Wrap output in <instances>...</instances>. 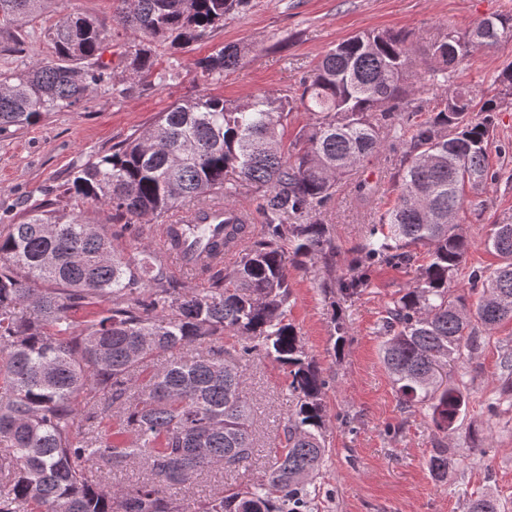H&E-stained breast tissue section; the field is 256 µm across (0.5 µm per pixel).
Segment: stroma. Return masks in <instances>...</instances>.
<instances>
[{
  "label": "stroma",
  "instance_id": "obj_1",
  "mask_svg": "<svg viewBox=\"0 0 512 512\" xmlns=\"http://www.w3.org/2000/svg\"><path fill=\"white\" fill-rule=\"evenodd\" d=\"M66 7L102 24L111 74L79 107L48 112L37 123L0 131V225L18 222L46 199L90 223H111L108 206L64 194L72 171L151 127L178 99L201 91L237 102L259 93L297 96L320 56L358 33L391 30L425 38L448 25L462 32L484 17L512 15V0H249L244 11L227 16L223 27L191 47L177 52L157 46L158 68H165L173 57L180 62L176 76L162 81L116 64L130 32L112 0H49L43 14L22 27L28 35L23 53L0 51V73L50 58L53 48L39 31ZM227 44L243 48L241 61L225 71L222 80L208 79L197 68V59ZM511 62L512 40L475 49L458 67L455 82L490 90L498 70ZM504 144L512 145V109L499 113L488 149L491 167L501 173L499 180L479 193L481 209L468 204L459 213L458 222L471 241L453 283L461 293L469 291L472 271L498 263L483 244L489 225L512 222V152L499 153ZM392 160L385 150L364 161L356 179L337 182L317 216L336 245L338 273H350L353 252L369 225L395 201ZM359 179L377 188L371 204L357 197ZM321 278L315 265L289 271L288 318L328 382V456L313 481L314 512H469L473 500L484 493L512 512V396L502 392L508 375L504 362L512 359V322L484 332L478 350L442 367L449 383L467 395L455 432L446 436L420 406L400 404L381 360L385 309L407 286L410 274L374 266L367 286L351 298L342 297L338 289L321 288ZM338 322L346 340L337 352L333 345ZM247 391L257 429L252 462L234 473L215 467L198 475L186 494L190 505L222 487L250 484L267 473L269 443L279 434L293 399L283 369L259 356L247 366ZM444 444L453 462L447 474L437 478L428 460L434 448Z\"/></svg>",
  "mask_w": 512,
  "mask_h": 512
}]
</instances>
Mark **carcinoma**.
Wrapping results in <instances>:
<instances>
[{"mask_svg":"<svg viewBox=\"0 0 512 512\" xmlns=\"http://www.w3.org/2000/svg\"><path fill=\"white\" fill-rule=\"evenodd\" d=\"M47 0H0V39L23 52L20 21ZM133 40L122 62L137 73L157 64L155 44L186 49L224 25L247 0H113ZM487 38L448 30L421 49L409 35L363 32L328 49L306 81L310 114L294 142L283 140L294 99L256 95L243 103L201 92L179 100L145 132L75 169L64 193L94 200L126 224L149 222L186 202L202 212L246 186L260 197L265 231L242 246L235 268L200 289H181L143 244L130 252L109 224H90L47 202L0 228V512H189L182 486L213 466L233 472L254 454L246 366L262 355L288 370L295 405L282 427L268 476L227 488L197 512H312L313 477L326 455L328 381L308 360L288 320V265L322 263L324 283L350 298L363 277L336 278L320 212L339 179L369 156L401 151L391 173L398 190L356 249L355 264L381 262L412 274L383 318V364L405 405L421 404L444 434L467 405L443 380L442 362L477 349L479 329L512 321V223L491 224L485 247L500 263L471 274L472 302L452 288L469 248L457 216L467 191L500 177L488 144L498 112L512 106V63L497 93L452 82L478 47L512 39V16L484 18ZM52 58L0 74V130L90 99L104 61L98 19L62 10L44 29ZM423 70L412 71L418 53ZM240 46L196 61L220 79ZM429 99L412 97L411 84ZM435 103L430 120L416 114ZM292 215L298 224L284 223ZM428 261L417 264V250ZM238 346L224 348V335ZM443 446L429 458L442 477ZM132 465L146 479L107 487ZM470 512H501L490 495Z\"/></svg>","mask_w":512,"mask_h":512,"instance_id":"carcinoma-1","label":"carcinoma"}]
</instances>
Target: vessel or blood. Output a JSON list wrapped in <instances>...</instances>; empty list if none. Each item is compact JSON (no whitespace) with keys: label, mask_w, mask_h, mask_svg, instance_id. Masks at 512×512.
Segmentation results:
<instances>
[{"label":"vessel or blood","mask_w":512,"mask_h":512,"mask_svg":"<svg viewBox=\"0 0 512 512\" xmlns=\"http://www.w3.org/2000/svg\"><path fill=\"white\" fill-rule=\"evenodd\" d=\"M232 219H238L245 223L250 222L249 209L244 206H215L200 214L186 215L180 219L179 223L162 225L161 232L165 244L164 257L166 261L176 270L194 271L206 263L219 266L224 261L232 259L235 251L231 248L212 255L209 254L206 245L188 244L187 249L183 251H176L171 247L173 240L186 241L188 228L193 224L204 227L208 242L223 239L224 223Z\"/></svg>","instance_id":"vessel-or-blood-1"}]
</instances>
